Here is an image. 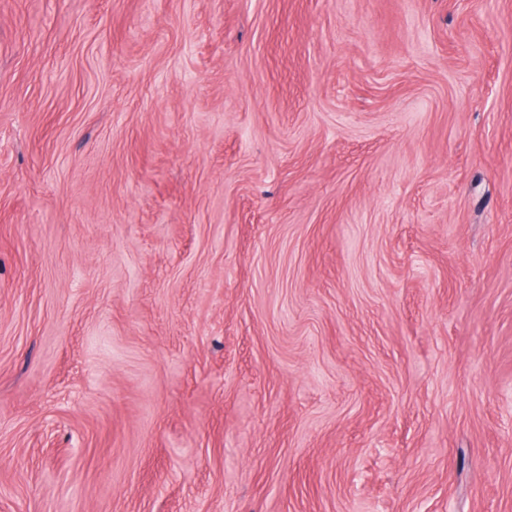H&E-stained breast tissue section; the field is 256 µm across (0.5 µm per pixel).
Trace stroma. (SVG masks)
<instances>
[{"instance_id":"35a3bbf8","label":"stroma","mask_w":512,"mask_h":512,"mask_svg":"<svg viewBox=\"0 0 512 512\" xmlns=\"http://www.w3.org/2000/svg\"><path fill=\"white\" fill-rule=\"evenodd\" d=\"M512 512V0H0V512Z\"/></svg>"}]
</instances>
